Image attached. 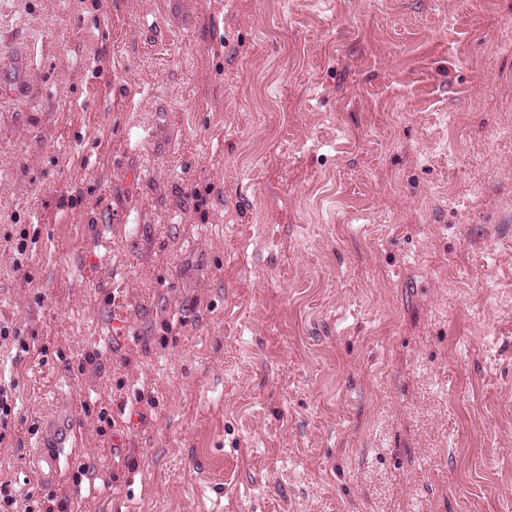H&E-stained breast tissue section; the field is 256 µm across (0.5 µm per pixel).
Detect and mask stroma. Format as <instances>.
I'll list each match as a JSON object with an SVG mask.
<instances>
[{
    "label": "stroma",
    "mask_w": 512,
    "mask_h": 512,
    "mask_svg": "<svg viewBox=\"0 0 512 512\" xmlns=\"http://www.w3.org/2000/svg\"><path fill=\"white\" fill-rule=\"evenodd\" d=\"M0 326L32 512H512V0H0ZM77 433L68 411L57 408L48 428L41 439L39 448L32 454L33 470L41 482L54 484L62 471V464L68 459V450L75 448Z\"/></svg>",
    "instance_id": "obj_1"
}]
</instances>
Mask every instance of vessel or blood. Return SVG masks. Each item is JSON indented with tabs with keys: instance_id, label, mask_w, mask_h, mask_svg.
Returning a JSON list of instances; mask_svg holds the SVG:
<instances>
[{
	"instance_id": "obj_1",
	"label": "vessel or blood",
	"mask_w": 512,
	"mask_h": 512,
	"mask_svg": "<svg viewBox=\"0 0 512 512\" xmlns=\"http://www.w3.org/2000/svg\"><path fill=\"white\" fill-rule=\"evenodd\" d=\"M77 444V433L68 411L57 408L38 449L31 457L34 471L41 482L55 483L62 471V464L68 458V451Z\"/></svg>"
}]
</instances>
